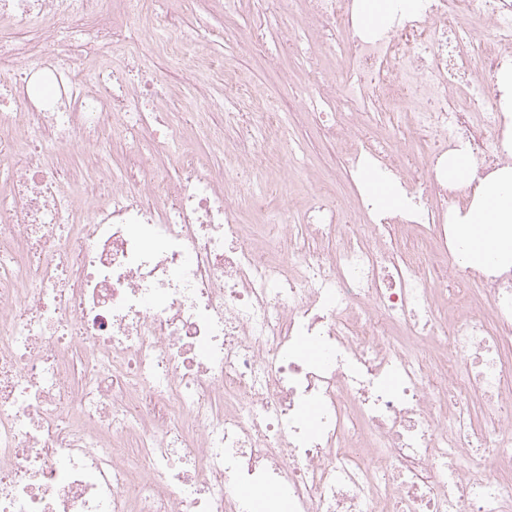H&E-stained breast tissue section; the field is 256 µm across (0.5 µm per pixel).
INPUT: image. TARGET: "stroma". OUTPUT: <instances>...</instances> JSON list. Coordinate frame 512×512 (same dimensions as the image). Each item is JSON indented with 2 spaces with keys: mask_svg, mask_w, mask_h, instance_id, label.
<instances>
[{
  "mask_svg": "<svg viewBox=\"0 0 512 512\" xmlns=\"http://www.w3.org/2000/svg\"><path fill=\"white\" fill-rule=\"evenodd\" d=\"M173 19L179 33L191 41L195 60L206 62L220 56L239 74L243 83L242 106L251 111L271 102H287L289 98L309 91L314 73H330L336 69V56L325 46L318 28L301 31L295 45L282 42L279 28L272 18L270 0H237L233 12H225L224 0H164L156 10L148 11L146 26L153 29L166 19ZM253 37L262 41L267 56L240 55L235 46L240 38ZM135 60L156 72L166 86L158 100L159 109L179 113L180 139L209 156L216 170H223L222 155L211 152L200 135L201 128L220 127L225 138H234L232 129L224 125L222 110L197 99L182 74L183 62L170 57L146 35L134 46ZM275 58L276 67H269L268 58ZM288 72L291 81L283 83L280 74ZM291 133H280L266 143V149L280 160L279 166L256 172L253 179L266 187L263 200L266 210L280 204V189L276 183L280 165L299 159L305 162L310 175L307 183H294L288 193L292 198L294 219L302 221L311 187L333 183L335 192H347L345 182L336 178V159L341 148L335 138L323 132L318 113L299 112L291 115Z\"/></svg>",
  "mask_w": 512,
  "mask_h": 512,
  "instance_id": "1",
  "label": "stroma"
}]
</instances>
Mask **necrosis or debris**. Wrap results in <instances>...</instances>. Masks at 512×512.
<instances>
[{"label":"necrosis or debris","mask_w":512,"mask_h":512,"mask_svg":"<svg viewBox=\"0 0 512 512\" xmlns=\"http://www.w3.org/2000/svg\"><path fill=\"white\" fill-rule=\"evenodd\" d=\"M147 2L116 21L95 0H0V512H249L243 489L261 512H512V274L462 264L441 174L456 150L478 180L512 161V112L480 105L512 64V0H419L375 32L352 0H274L283 40L315 23L340 58L294 110L344 98L320 113L347 182L384 169L405 205L316 190L303 226L283 203L259 242L238 218L281 121L243 113L234 69L238 138L205 134L230 168L187 148L173 181L144 156L112 168L115 135L178 133L160 79L79 63L128 52ZM35 77L52 98L28 94ZM63 152L107 186L88 206Z\"/></svg>","instance_id":"1"}]
</instances>
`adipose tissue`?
<instances>
[{
  "instance_id": "obj_1",
  "label": "adipose tissue",
  "mask_w": 512,
  "mask_h": 512,
  "mask_svg": "<svg viewBox=\"0 0 512 512\" xmlns=\"http://www.w3.org/2000/svg\"><path fill=\"white\" fill-rule=\"evenodd\" d=\"M443 171L454 187L472 192L454 226V240L466 265L512 268V166H503L476 186L459 152L449 155Z\"/></svg>"
}]
</instances>
